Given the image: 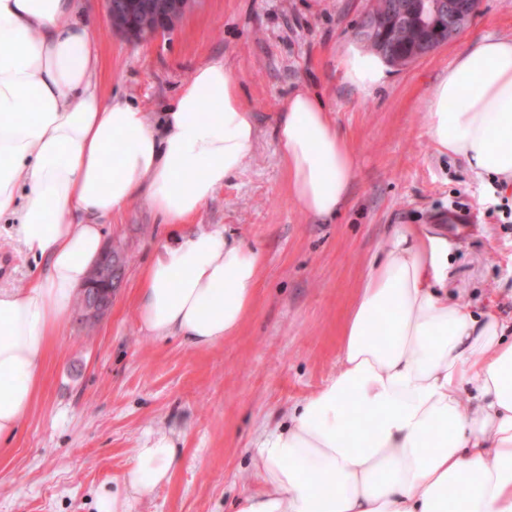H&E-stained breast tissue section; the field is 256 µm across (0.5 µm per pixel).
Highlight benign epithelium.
<instances>
[{
	"label": "benign epithelium",
	"instance_id": "benign-epithelium-1",
	"mask_svg": "<svg viewBox=\"0 0 512 512\" xmlns=\"http://www.w3.org/2000/svg\"><path fill=\"white\" fill-rule=\"evenodd\" d=\"M110 28L132 41L153 39L172 30L191 11L196 0H104ZM448 0H392L381 13L368 12L354 31L360 46L380 45L408 27L421 31L405 57L396 62L402 68L451 41L459 31L447 23ZM125 250L107 246L90 268L80 289L85 302L75 308L76 318L85 321L105 316L112 306V293L120 287L125 272Z\"/></svg>",
	"mask_w": 512,
	"mask_h": 512
}]
</instances>
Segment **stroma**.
<instances>
[{
    "label": "stroma",
    "mask_w": 512,
    "mask_h": 512,
    "mask_svg": "<svg viewBox=\"0 0 512 512\" xmlns=\"http://www.w3.org/2000/svg\"><path fill=\"white\" fill-rule=\"evenodd\" d=\"M101 80L114 97L163 111L195 68L222 61L256 123L244 168L177 226L133 201L103 227L127 253L111 310L94 325L66 318L16 435L0 444V512H96L150 435L177 439L180 461L133 512H229L257 486L250 446L335 372L346 313L395 224H425L448 241V271L475 312L512 321V186L477 178L425 132L427 99L467 43L512 37V0H479L447 45L364 92L341 64L368 0H199L162 37L112 32L103 0H86ZM305 83L358 155L346 202L321 220L289 197L277 153L280 98ZM221 230L263 256L252 313L238 333L198 350L155 335L136 316L145 268L166 246ZM0 289L27 288L36 270L13 225L0 223Z\"/></svg>",
    "instance_id": "35a3bbf8"
}]
</instances>
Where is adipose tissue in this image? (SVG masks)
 Instances as JSON below:
<instances>
[{"mask_svg":"<svg viewBox=\"0 0 512 512\" xmlns=\"http://www.w3.org/2000/svg\"><path fill=\"white\" fill-rule=\"evenodd\" d=\"M75 11V0H0V217L13 216L39 264L24 291L0 289V440L37 397L105 222L142 199L163 223H185L242 169L256 135L220 61L197 67L154 121L110 97ZM385 69L358 52L343 76L369 91ZM426 132L475 176L512 184V39L456 55L429 95ZM277 144L290 196L334 217L357 156L316 94L280 101ZM262 265L222 231L189 235L145 270L138 320L199 349L222 344L248 318ZM177 462L171 436H149L98 512H132L131 492L153 490ZM252 465L259 487L234 512H512V325L460 298L441 238L392 230L347 313L335 373L254 440Z\"/></svg>","mask_w":512,"mask_h":512,"instance_id":"adipose-tissue-1","label":"adipose tissue"}]
</instances>
